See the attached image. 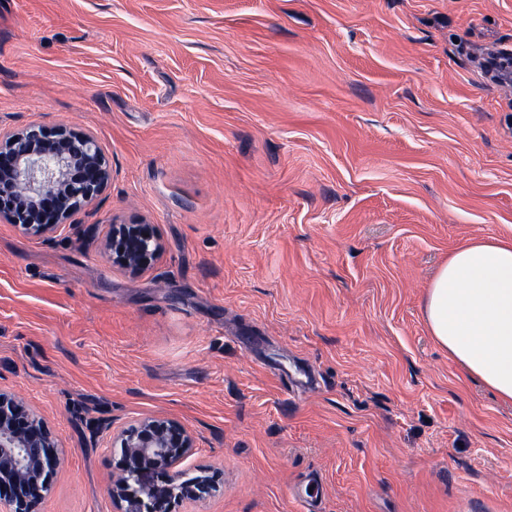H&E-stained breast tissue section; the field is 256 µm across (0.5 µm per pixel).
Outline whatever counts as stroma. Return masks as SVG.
<instances>
[{"instance_id":"obj_1","label":"stroma","mask_w":512,"mask_h":512,"mask_svg":"<svg viewBox=\"0 0 512 512\" xmlns=\"http://www.w3.org/2000/svg\"><path fill=\"white\" fill-rule=\"evenodd\" d=\"M512 0H0V128L92 132L84 237L0 219V389L39 512H116L111 439L195 436L177 512H512V403L433 340L449 254L512 233ZM155 225L131 276L112 221ZM43 419L0 390V512H37L59 464Z\"/></svg>"}]
</instances>
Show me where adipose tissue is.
Listing matches in <instances>:
<instances>
[{"label":"adipose tissue","mask_w":512,"mask_h":512,"mask_svg":"<svg viewBox=\"0 0 512 512\" xmlns=\"http://www.w3.org/2000/svg\"><path fill=\"white\" fill-rule=\"evenodd\" d=\"M423 313L437 344L512 401V234L456 249L433 279Z\"/></svg>","instance_id":"1"}]
</instances>
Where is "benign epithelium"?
Here are the masks:
<instances>
[{
  "label": "benign epithelium",
  "mask_w": 512,
  "mask_h": 512,
  "mask_svg": "<svg viewBox=\"0 0 512 512\" xmlns=\"http://www.w3.org/2000/svg\"><path fill=\"white\" fill-rule=\"evenodd\" d=\"M112 171L96 137L66 126L29 125L0 132V218L22 233L48 239L104 192ZM154 225L114 223L105 244L112 263L137 276L161 257ZM195 448L181 423L144 417L112 440L120 455L107 488L117 512H176L219 488L223 477L187 478L177 465ZM59 464L57 444L43 419L18 397L0 391V512H38Z\"/></svg>",
  "instance_id": "7a95c632"
}]
</instances>
